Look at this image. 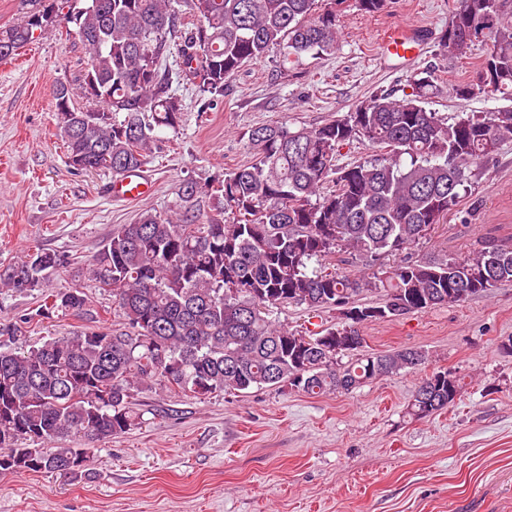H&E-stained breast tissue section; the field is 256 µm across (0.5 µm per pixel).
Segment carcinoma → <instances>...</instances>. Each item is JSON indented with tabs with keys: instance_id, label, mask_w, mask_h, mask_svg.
<instances>
[{
	"instance_id": "obj_1",
	"label": "carcinoma",
	"mask_w": 512,
	"mask_h": 512,
	"mask_svg": "<svg viewBox=\"0 0 512 512\" xmlns=\"http://www.w3.org/2000/svg\"><path fill=\"white\" fill-rule=\"evenodd\" d=\"M48 0H20L23 20L0 26V48L11 54L32 43L31 18ZM88 50L78 87L61 81L72 138L60 132L66 155L80 154L84 171L118 177L140 169L184 122L174 84L199 95H224L245 63L283 49V61L331 52L338 42L336 7L318 0H59ZM196 23L178 35L182 6ZM180 39V62L163 66ZM490 42L476 78L453 88L461 100L512 96V0H457L441 36L448 55L468 59ZM101 93L85 95L89 79ZM432 70L410 78L412 92L376 93L354 112L314 128L265 124L248 131L255 162L203 184L188 181L166 212L145 211L112 232L93 259L90 278L110 293L134 335L97 329L51 338L27 351L0 350V472L82 477L95 443L142 419L130 407L149 382L206 396L290 387L307 394L351 392L377 378L413 370L428 359L404 348L351 358L346 348L305 341L272 319L284 304L312 312L356 304L380 289L384 308L424 312L464 303L512 282V246L482 237L462 258L400 261L372 275L348 271L336 256L349 251L393 255L457 211L471 168L512 139V109L464 112L454 121L426 108L437 90ZM87 105L82 106L79 101ZM355 142L385 149L372 162L337 165ZM64 254L38 251L0 273V287L40 297L35 312L0 332L48 313L79 315L80 287L47 290ZM379 315L346 318L320 332L357 323L355 335ZM165 359H159V353ZM430 387L434 401L422 399ZM462 378L437 371L422 378L410 414L426 418L461 396ZM82 438L85 447L44 444Z\"/></svg>"
}]
</instances>
